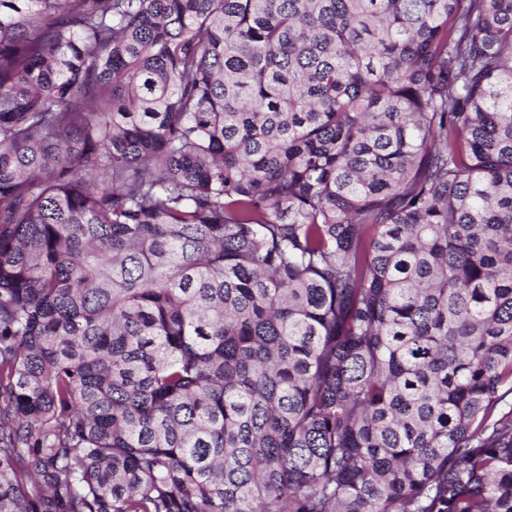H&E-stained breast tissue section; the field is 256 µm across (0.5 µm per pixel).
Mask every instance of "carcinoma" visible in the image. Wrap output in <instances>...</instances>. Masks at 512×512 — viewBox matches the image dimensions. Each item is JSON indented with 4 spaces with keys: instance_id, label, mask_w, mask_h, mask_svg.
Wrapping results in <instances>:
<instances>
[{
    "instance_id": "obj_1",
    "label": "carcinoma",
    "mask_w": 512,
    "mask_h": 512,
    "mask_svg": "<svg viewBox=\"0 0 512 512\" xmlns=\"http://www.w3.org/2000/svg\"><path fill=\"white\" fill-rule=\"evenodd\" d=\"M512 0H0V512H512Z\"/></svg>"
}]
</instances>
